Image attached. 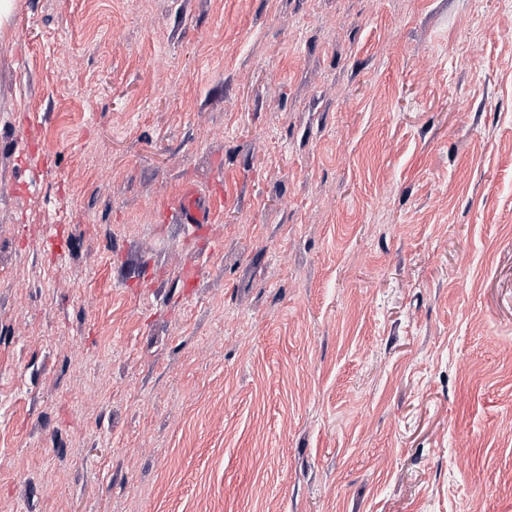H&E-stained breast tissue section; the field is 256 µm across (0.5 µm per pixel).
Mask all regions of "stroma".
Segmentation results:
<instances>
[{"instance_id":"obj_1","label":"stroma","mask_w":512,"mask_h":512,"mask_svg":"<svg viewBox=\"0 0 512 512\" xmlns=\"http://www.w3.org/2000/svg\"><path fill=\"white\" fill-rule=\"evenodd\" d=\"M0 512H512V0H16ZM224 207V174L220 172L207 189L184 182L159 211L163 224H194L196 232L206 236L207 224H214L216 213Z\"/></svg>"}]
</instances>
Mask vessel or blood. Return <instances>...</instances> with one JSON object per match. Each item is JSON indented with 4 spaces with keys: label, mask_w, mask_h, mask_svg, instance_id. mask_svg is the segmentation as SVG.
<instances>
[{
    "label": "vessel or blood",
    "mask_w": 512,
    "mask_h": 512,
    "mask_svg": "<svg viewBox=\"0 0 512 512\" xmlns=\"http://www.w3.org/2000/svg\"><path fill=\"white\" fill-rule=\"evenodd\" d=\"M224 206V178L216 176L207 189L183 183L181 190L170 197L159 212L165 224H192L203 234L213 223L216 213Z\"/></svg>",
    "instance_id": "1"
}]
</instances>
